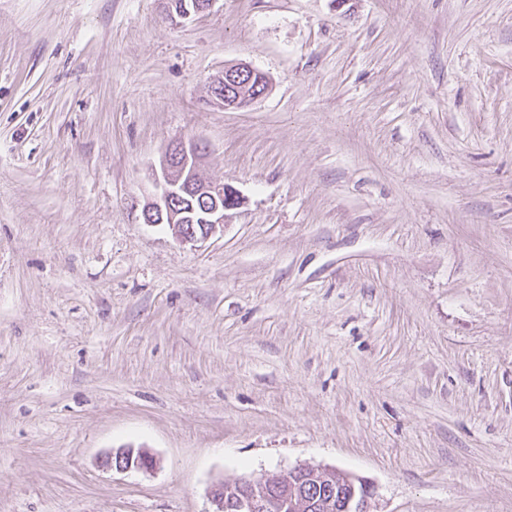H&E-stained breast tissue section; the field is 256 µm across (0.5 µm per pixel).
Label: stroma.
Masks as SVG:
<instances>
[{"mask_svg":"<svg viewBox=\"0 0 512 512\" xmlns=\"http://www.w3.org/2000/svg\"><path fill=\"white\" fill-rule=\"evenodd\" d=\"M166 2L0 0V512H512V0ZM180 138L244 200L193 245L141 218ZM215 89L224 109H244L264 97L270 87L264 72L246 63H235L225 66L224 80ZM100 464L105 469H115L116 471L150 470L157 465V461L152 456L145 455L142 452L135 454L133 449L123 448L106 455ZM225 485L211 488L212 512H369L370 488L336 468L298 465L276 476Z\"/></svg>","mask_w":512,"mask_h":512,"instance_id":"stroma-1","label":"stroma"}]
</instances>
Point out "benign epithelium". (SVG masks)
Returning <instances> with one entry per match:
<instances>
[{"mask_svg":"<svg viewBox=\"0 0 512 512\" xmlns=\"http://www.w3.org/2000/svg\"><path fill=\"white\" fill-rule=\"evenodd\" d=\"M269 92L268 76L246 64L224 67L215 90L226 109H244ZM202 143L192 139L170 144L152 168L158 192L142 210L146 224L167 222L173 236L194 244L224 231L229 211L243 199L221 182L202 181ZM157 461L130 448L106 455L101 467L110 470H150ZM371 490L360 479L334 468L298 465L264 479H241L211 488L213 512H369Z\"/></svg>","mask_w":512,"mask_h":512,"instance_id":"7a95c632","label":"benign epithelium"}]
</instances>
